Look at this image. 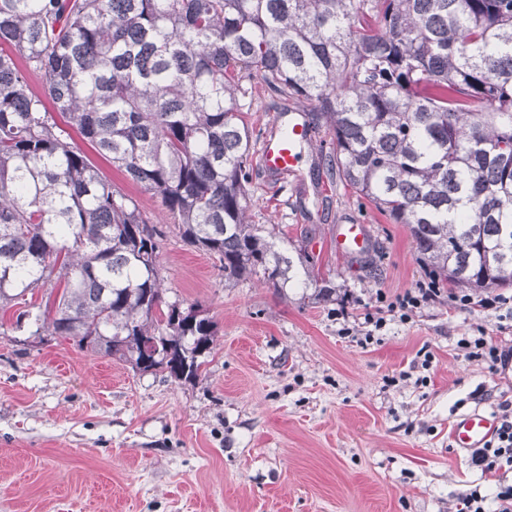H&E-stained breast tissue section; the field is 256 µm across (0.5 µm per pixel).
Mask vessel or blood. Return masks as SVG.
<instances>
[{
	"mask_svg": "<svg viewBox=\"0 0 512 512\" xmlns=\"http://www.w3.org/2000/svg\"><path fill=\"white\" fill-rule=\"evenodd\" d=\"M277 124L288 127L287 137L270 135L260 143L259 161L263 169L276 178L296 175L301 164L302 148L312 133L302 116L277 117ZM366 225H340L336 249L346 254H359L369 247ZM499 421L491 412L474 409L454 417L450 424V439L454 448L470 451L483 447L495 435Z\"/></svg>",
	"mask_w": 512,
	"mask_h": 512,
	"instance_id": "obj_1",
	"label": "vessel or blood"
}]
</instances>
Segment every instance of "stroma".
Segmentation results:
<instances>
[{
    "instance_id": "obj_1",
    "label": "stroma",
    "mask_w": 512,
    "mask_h": 512,
    "mask_svg": "<svg viewBox=\"0 0 512 512\" xmlns=\"http://www.w3.org/2000/svg\"><path fill=\"white\" fill-rule=\"evenodd\" d=\"M78 145L168 226L158 197ZM319 161L313 143L298 176L256 174L248 215L308 238L321 274L342 287L334 303L255 277L225 287L212 259L169 229L158 257L165 299L199 304L218 327L196 381L139 375L68 340L0 335V512H455L463 490L494 495L471 452L451 448L449 424L512 401V369L469 360L457 341L512 333L498 332L497 311H461L443 295L371 344L341 335L377 292L415 287L425 270L407 228ZM352 223L371 237L356 260L335 247L338 226Z\"/></svg>"
}]
</instances>
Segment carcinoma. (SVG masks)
<instances>
[{
	"instance_id": "obj_1",
	"label": "carcinoma",
	"mask_w": 512,
	"mask_h": 512,
	"mask_svg": "<svg viewBox=\"0 0 512 512\" xmlns=\"http://www.w3.org/2000/svg\"><path fill=\"white\" fill-rule=\"evenodd\" d=\"M44 79L30 89L28 72ZM314 105L328 171L424 268L512 284V0H0V310L136 373L192 382L217 326L164 298V228L100 176L53 113L159 196L224 286H340L306 241L252 224L246 83ZM50 287L39 312L31 299Z\"/></svg>"
}]
</instances>
